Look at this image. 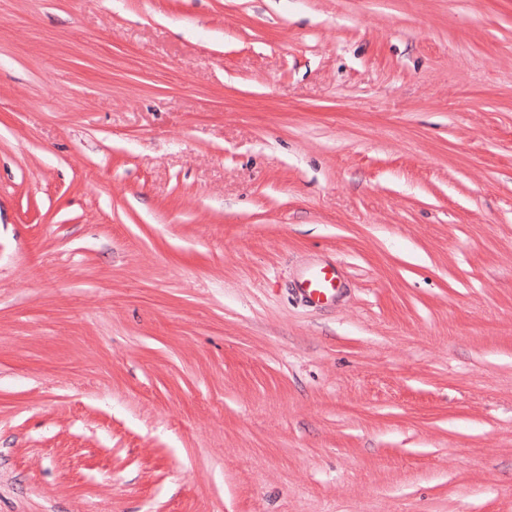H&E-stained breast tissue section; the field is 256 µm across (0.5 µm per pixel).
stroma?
Listing matches in <instances>:
<instances>
[{
    "label": "stroma",
    "instance_id": "1",
    "mask_svg": "<svg viewBox=\"0 0 512 512\" xmlns=\"http://www.w3.org/2000/svg\"><path fill=\"white\" fill-rule=\"evenodd\" d=\"M0 512H512V0H0ZM338 273L335 266H322L312 270L302 285V291L311 300L331 296L337 287Z\"/></svg>",
    "mask_w": 512,
    "mask_h": 512
}]
</instances>
